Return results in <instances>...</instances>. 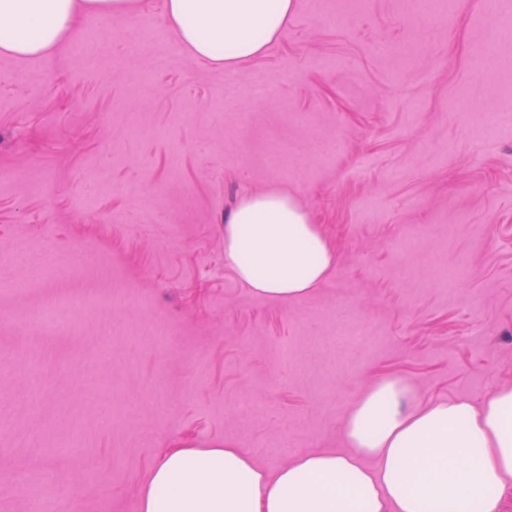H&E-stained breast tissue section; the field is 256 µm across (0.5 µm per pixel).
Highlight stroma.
Wrapping results in <instances>:
<instances>
[{
    "label": "stroma",
    "instance_id": "obj_1",
    "mask_svg": "<svg viewBox=\"0 0 512 512\" xmlns=\"http://www.w3.org/2000/svg\"><path fill=\"white\" fill-rule=\"evenodd\" d=\"M163 2L90 50L0 55V512H29L38 475L71 512H139L182 441L270 472L346 451V415L382 377L423 405L512 385V110L495 141L471 132L512 80V43L479 74L481 0L438 17L347 0L335 26L336 0H299L235 74L147 37ZM247 192L292 194L335 247L313 293L278 303L225 265ZM435 266L467 275L424 283ZM75 294L99 303L62 331L19 326ZM357 322L369 336L341 339ZM25 353L38 387L13 364ZM75 428L80 452L57 454Z\"/></svg>",
    "mask_w": 512,
    "mask_h": 512
}]
</instances>
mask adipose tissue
I'll return each mask as SVG.
<instances>
[{
    "label": "adipose tissue",
    "mask_w": 512,
    "mask_h": 512,
    "mask_svg": "<svg viewBox=\"0 0 512 512\" xmlns=\"http://www.w3.org/2000/svg\"><path fill=\"white\" fill-rule=\"evenodd\" d=\"M140 0H0V52L46 57L79 20L133 15ZM296 0H164L178 50L229 72L262 57ZM224 259L255 294L313 292L336 250L290 195H244L224 225ZM405 383H371L342 428L347 451L301 454L268 473L229 445L184 444L152 467L140 512H500L512 482V386L481 404L411 403Z\"/></svg>",
    "instance_id": "ef3b65f1"
}]
</instances>
